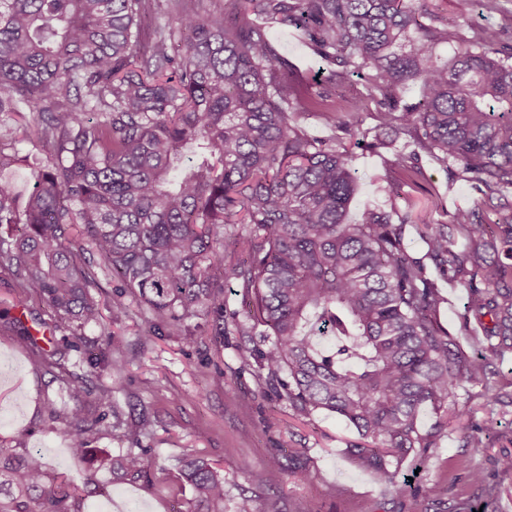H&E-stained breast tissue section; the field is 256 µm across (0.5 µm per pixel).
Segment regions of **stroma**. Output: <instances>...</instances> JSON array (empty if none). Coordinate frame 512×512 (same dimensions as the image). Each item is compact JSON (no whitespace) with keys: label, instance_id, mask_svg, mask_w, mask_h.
<instances>
[{"label":"stroma","instance_id":"stroma-1","mask_svg":"<svg viewBox=\"0 0 512 512\" xmlns=\"http://www.w3.org/2000/svg\"><path fill=\"white\" fill-rule=\"evenodd\" d=\"M436 12L447 18L449 31L461 37L474 29L512 25V16L482 14L478 6L462 9L460 0H431ZM280 52L292 61L310 91H330L332 99L359 96L363 82L351 78L325 88L319 63L294 30H270ZM377 102L366 104L363 129L365 146L355 148L353 166L357 193L349 219H358L365 206L382 202L379 188L393 172L390 162L407 144L393 132L381 129ZM421 173L408 187L413 213L436 207L444 222L457 208L474 206L481 196L468 182L447 174L432 158L422 156ZM438 286L444 297L437 319L440 326L466 346L481 340L479 327L463 330L461 317L466 295L446 281ZM18 290L13 276L0 270V359L9 361L14 373L0 380V444L10 451L40 453L49 474L64 476L79 487L80 512H185L192 497L181 477L182 460L190 454L204 457L224 472V512H237L242 497H249L256 512H298L308 505L319 512H457L467 503L481 512H512V473L499 470L497 459L512 451V406L486 410L480 398L465 407L467 420L491 427L495 441L490 448H466L457 425L434 435L435 446L423 456H408L396 468L398 483L439 484L438 496L398 495L383 487L373 473L362 470L349 453L359 439L356 429L325 411L310 415L289 406L276 382L252 359L248 349L260 347L259 337L238 329L236 313L248 300L244 289H225L227 311L223 336L201 335L186 344L167 334L148 335L152 317L138 304L112 321V342L129 363L121 376L122 388L114 400L127 425L147 417L151 426L141 434L139 447L147 451L145 479L132 483L112 481L106 474L86 481L93 456L130 448L122 430L97 425L90 456L74 457L60 437L64 415L71 406L66 368L48 369L25 337L10 326L11 317H22L27 327L45 318L42 309L24 314L15 302ZM56 418H49V410ZM307 471L297 479L293 468ZM481 468L486 484L473 483L469 474ZM277 468L283 472L278 488L257 481L258 473ZM499 497H490L488 486Z\"/></svg>","mask_w":512,"mask_h":512}]
</instances>
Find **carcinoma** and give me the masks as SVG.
<instances>
[{
	"instance_id": "obj_1",
	"label": "carcinoma",
	"mask_w": 512,
	"mask_h": 512,
	"mask_svg": "<svg viewBox=\"0 0 512 512\" xmlns=\"http://www.w3.org/2000/svg\"><path fill=\"white\" fill-rule=\"evenodd\" d=\"M199 2L0 0V114L43 154L24 206L0 177V268L23 289L21 309H46L69 341L47 351L13 324L51 369L83 346L86 327L105 337L112 383H68L74 407L60 434L84 457L94 426L109 416L124 425L114 394L125 365L90 294L85 247L118 282L112 317L133 298L188 344L204 327L224 335V288L236 282L251 294L249 329L263 327L254 356L288 404L352 424L370 441L350 449L359 467L402 495L391 465L433 445L417 428L421 409L438 433L463 415L471 386L486 407L512 405L496 369L512 353V26L475 29L442 64L436 47L452 33L429 0H224L203 14ZM160 5L180 16V60L151 12ZM271 23L302 35L331 84L365 74L366 97L385 106L381 125L415 146L392 160L389 207L348 221L357 180L345 139L361 134L363 100L323 112L342 135L305 133L316 101ZM411 86L419 95L403 99ZM190 146L201 161L180 172ZM422 152L474 184L481 203L446 223L397 210ZM21 161L0 147V174ZM406 224L442 277L466 289L463 324L483 331L476 348L438 325L441 293L406 251ZM91 394L94 418L83 409ZM463 442L489 448L493 436L474 424ZM95 464L121 482L147 469L133 448ZM183 477L195 492L187 512H224L221 469L189 457ZM76 492L49 479L40 454L0 448V512H76Z\"/></svg>"
}]
</instances>
